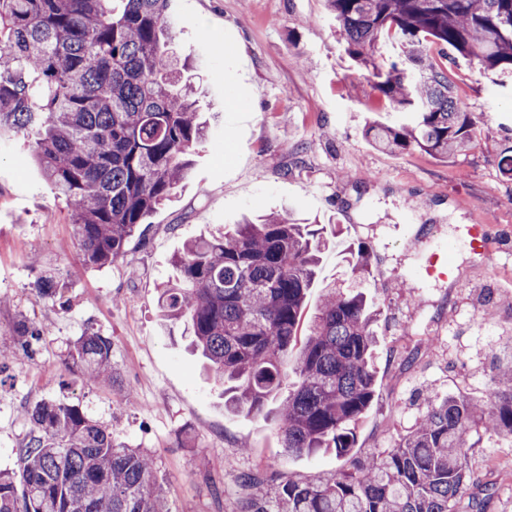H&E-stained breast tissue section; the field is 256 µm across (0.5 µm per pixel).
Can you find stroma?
<instances>
[{
  "mask_svg": "<svg viewBox=\"0 0 512 512\" xmlns=\"http://www.w3.org/2000/svg\"><path fill=\"white\" fill-rule=\"evenodd\" d=\"M175 48L199 62L196 85L209 140L177 188L112 266L83 264L65 203L45 184L26 139L0 134V339L20 314L46 340L0 388V471L19 470L29 423L23 405H78L114 438L150 451L168 512H236L238 478L335 474L334 454L288 455L270 417L224 409V388L202 373L185 325L163 319L158 284L174 278L185 243L233 228L244 216L290 210L336 243L323 255L307 304L349 280L346 254L372 247L361 289L379 312L377 396L358 430L356 457L377 455L411 430L431 399H485L492 367L512 361V88L460 57L449 65L463 105L480 118L476 146L442 160L375 148L367 122L400 114L344 50L324 0H169ZM490 225L500 246L487 262L461 239ZM450 280L427 276L431 254ZM65 284L58 310L33 284ZM112 340L111 386L87 382L66 352L86 329ZM484 512H512V437L481 434L469 452Z\"/></svg>",
  "mask_w": 512,
  "mask_h": 512,
  "instance_id": "obj_1",
  "label": "stroma"
}]
</instances>
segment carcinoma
I'll return each instance as SVG.
<instances>
[{
  "mask_svg": "<svg viewBox=\"0 0 512 512\" xmlns=\"http://www.w3.org/2000/svg\"><path fill=\"white\" fill-rule=\"evenodd\" d=\"M169 0H0V129L34 133L35 161L67 204L85 265L120 259L139 225L171 200L188 156L207 139L186 62L170 51ZM345 52L369 71L399 112V124L372 122L366 138L388 151L448 159L477 142L479 120L461 103L447 50L512 81V0H326ZM397 54L376 62L378 44ZM321 232L289 212L247 220L175 257V280L158 288L169 319H185L206 367L225 385L224 406L262 414L278 401L274 426L290 454L332 450L351 461L331 479L304 484L288 475L251 490L239 512H453L475 478L472 437L512 436V364L486 400L449 395L429 402L394 448L359 460L357 428L376 391L375 310L364 293L324 286L305 314L321 255ZM352 276L371 273L367 247L347 256ZM34 288L61 310L51 275ZM44 330L18 318L0 349V385L33 356ZM68 359L91 382L112 383V340L85 331ZM19 473L0 475V512H167L155 462L143 448L74 404L42 399L27 408Z\"/></svg>",
  "mask_w": 512,
  "mask_h": 512,
  "instance_id": "carcinoma-1",
  "label": "carcinoma"
}]
</instances>
